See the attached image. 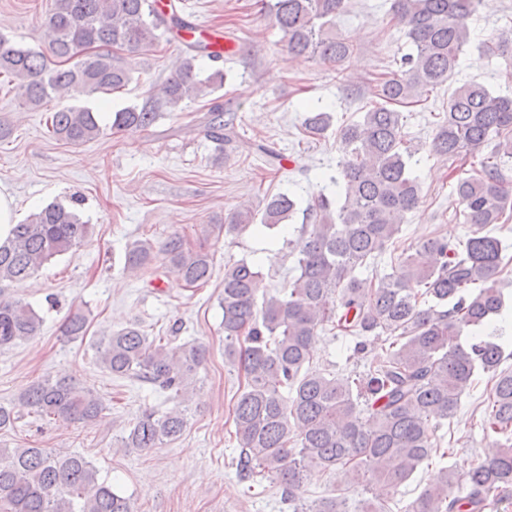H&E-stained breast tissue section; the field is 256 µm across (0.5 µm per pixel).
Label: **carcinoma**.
I'll return each instance as SVG.
<instances>
[{"label": "carcinoma", "mask_w": 512, "mask_h": 512, "mask_svg": "<svg viewBox=\"0 0 512 512\" xmlns=\"http://www.w3.org/2000/svg\"><path fill=\"white\" fill-rule=\"evenodd\" d=\"M482 0H393L394 20L411 46L398 69L381 78L375 103L361 120L340 129L342 156L336 191L308 200L303 224L288 246L297 275L283 294L257 298L261 272L240 260L224 269V341L241 365L244 384L233 406L239 448L235 466L242 480L278 483L292 512H385L381 500L352 501L344 492L303 502L305 487L319 474L344 469L358 483L395 492L430 456L432 421L450 419L479 371L489 375L490 403L479 426L493 443L460 483L442 469L401 512H497L512 488V365L493 327L503 309L495 283L506 268L505 247L495 232L512 220V191L496 160L512 159V99L478 80L455 88L437 126L431 152L450 163L488 152L480 168L457 176L452 193L472 231L457 245L431 237L403 253L392 272L368 276L394 242L407 213L420 203L406 146L400 107L420 105L459 67L470 43L466 24ZM345 0H272L267 14L283 33L292 58H318L342 70L353 45L333 33ZM49 53L17 47L0 37V74L15 81L27 106L51 95L109 94L131 80L110 49L137 53L166 32L190 30L178 13L150 0H53L47 18ZM182 63L163 82L156 99L177 107L184 99L210 95L224 86V70L204 73L197 61L222 54L195 40ZM490 58L512 55V37L482 43ZM82 59L70 66L76 56ZM158 112L146 105L112 113L111 129L141 132ZM325 111L308 110L302 133L316 139L330 126ZM54 136L82 145L101 134L95 113L63 107L51 116ZM205 136L231 145L236 116L213 105L202 125ZM300 205L287 193L265 198L258 229L283 225ZM249 208L224 219L225 233L254 225ZM91 225L76 209L51 203L15 224L0 240V348L34 337L42 318L25 302L4 295L3 285L33 277L46 263L84 242ZM164 256L168 269L187 286L212 276L209 253L173 234L156 247L135 240L126 247V268L138 276ZM354 344L368 358L357 375L326 377L308 369L318 328ZM87 319L75 313L64 336L83 337ZM467 335L466 342L461 336ZM388 347L368 348V338ZM207 354L200 343L175 345L149 338L130 326L101 338L98 361L116 377H128L166 393L174 406L148 410L121 437V447L160 448L186 427L183 404ZM21 399L39 417L93 423L101 398L58 375L32 385ZM0 512H137L131 498L105 481L82 455L44 448H0Z\"/></svg>", "instance_id": "1"}]
</instances>
